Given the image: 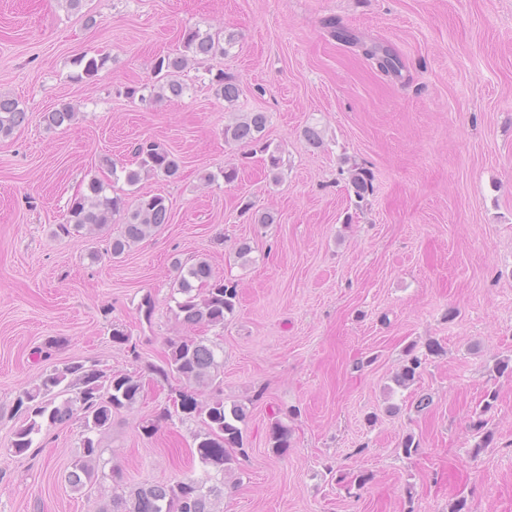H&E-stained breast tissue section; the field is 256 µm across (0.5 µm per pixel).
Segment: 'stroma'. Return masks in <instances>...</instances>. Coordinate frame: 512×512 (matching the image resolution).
I'll return each instance as SVG.
<instances>
[{"label":"stroma","instance_id":"obj_1","mask_svg":"<svg viewBox=\"0 0 512 512\" xmlns=\"http://www.w3.org/2000/svg\"><path fill=\"white\" fill-rule=\"evenodd\" d=\"M89 17L61 0H0V94L29 121L0 139V512H97L113 494L199 478L200 425L161 420L184 382L155 374L166 341L218 344L226 404L243 407L242 445L216 512H512V0H87ZM337 21L401 57L382 72L336 40ZM224 30L225 55L192 65L175 101L146 105L127 88L150 82L158 56L187 27ZM108 56L91 82L75 61ZM240 86L218 98L217 73ZM77 106L68 126L45 112ZM269 117L279 156L224 141L238 115ZM322 131L310 146L306 126ZM162 143L181 176L148 175L128 201L160 194L161 232L120 257L108 237L61 234L72 198L90 178L111 182L108 156L136 167L133 148ZM372 174L366 206L346 191L347 168ZM239 170L225 185V167ZM253 210L278 220L256 224ZM253 248L249 262L240 242ZM207 258L237 286L221 327L176 318L173 258ZM130 336L112 343L113 326ZM437 341L413 384L393 378L408 347ZM76 361L139 377L140 400L112 414L101 435L104 475L74 491L65 480L82 422L43 425L32 448L11 443L24 388ZM493 442L472 455L471 424L485 392ZM430 404L417 409L420 396ZM158 422L154 435L142 427ZM291 431L276 455L274 422ZM419 451L405 457L403 438ZM371 480L352 491L342 472Z\"/></svg>","mask_w":512,"mask_h":512}]
</instances>
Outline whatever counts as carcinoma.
Wrapping results in <instances>:
<instances>
[{
  "instance_id": "carcinoma-1",
  "label": "carcinoma",
  "mask_w": 512,
  "mask_h": 512,
  "mask_svg": "<svg viewBox=\"0 0 512 512\" xmlns=\"http://www.w3.org/2000/svg\"><path fill=\"white\" fill-rule=\"evenodd\" d=\"M333 35L348 44L361 48L363 55L377 62L380 70L397 73L401 60L387 46L366 41L361 36L331 23ZM234 35L222 32L211 33L198 27L184 29L181 37L182 50L175 54L158 57L152 66L154 75L150 87H130L128 95L139 96L142 102L172 101L183 97L186 86L180 74L191 63L201 64L209 58L222 56L227 47L233 45ZM108 62V57L90 56L78 60L84 78L96 77ZM215 94L228 103L238 100L239 87L235 80L220 72L211 79ZM148 94H142L143 90ZM76 107L69 102L59 103L46 113L45 121L52 127H60L76 120ZM28 119V110L19 100L0 95V138L10 136L13 130ZM268 116L264 112H249L238 121L224 126V141L260 147L263 143ZM139 158L137 168L117 167L109 158L103 164L112 172V179L124 180L129 186L136 185L144 174L163 175L168 179L180 176L179 160L162 145L145 141L137 145ZM348 189L355 197V206L360 208L367 202L372 191L369 171L357 165L348 169ZM110 184L93 177L68 208V223L60 225V231L88 229L109 231L114 224L120 225L118 234L112 237L110 252L114 257L122 255L132 245L143 241L169 223V204L166 197L156 194L143 196L131 204L123 195H107ZM177 279L172 288L177 315L186 325L222 327L227 316L233 314L238 296L237 286L224 283L216 276L212 265L199 258L190 265L179 259L172 261ZM165 366L157 369L163 377L175 376L185 382L186 390L179 393L178 407L188 418L197 419L203 431L195 435L200 463L209 470L224 474L233 461L231 449L240 444L242 437L238 423L244 421L245 413L240 405L226 406L224 398L201 399L203 392L216 384L219 368L218 346L206 338H170L166 341ZM407 359L394 382L401 388L412 384L419 374L423 358L415 353V347L406 350ZM143 391L141 380L133 375L100 369L97 364L75 362L45 375L40 383L22 391L28 403L26 422L14 432L12 448L18 456L32 447L34 436L39 434L43 423H65L77 417L83 424L81 452L67 474L68 484L83 489L86 484L98 479V464L101 456L99 435L105 433L112 422V413L122 408L131 409ZM496 401V392L485 393L481 407V418L473 423V431L479 440L472 447L477 455L492 442V433L485 430V415ZM270 441L274 452L282 455L290 447V431L281 421L271 426ZM223 488L206 485V482L189 477L174 485H153L138 488L128 496L115 495L109 508L99 512H215L214 501Z\"/></svg>"
}]
</instances>
